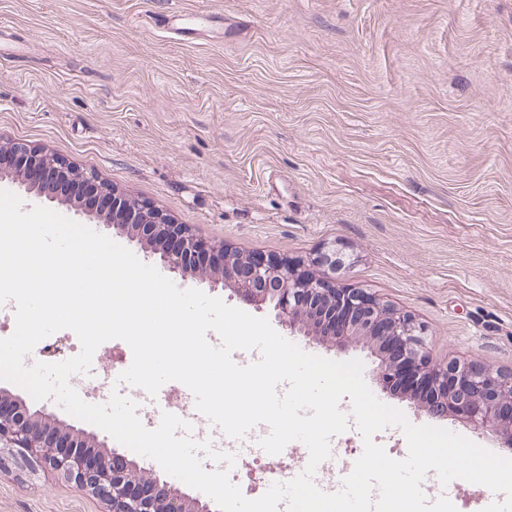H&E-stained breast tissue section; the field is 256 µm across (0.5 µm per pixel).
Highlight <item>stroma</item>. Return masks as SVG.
I'll list each match as a JSON object with an SVG mask.
<instances>
[{
    "instance_id": "stroma-1",
    "label": "stroma",
    "mask_w": 512,
    "mask_h": 512,
    "mask_svg": "<svg viewBox=\"0 0 512 512\" xmlns=\"http://www.w3.org/2000/svg\"><path fill=\"white\" fill-rule=\"evenodd\" d=\"M209 10L206 44L164 15ZM0 145L24 140L203 240L305 259L427 328L432 363L512 373V0H0ZM381 402L512 458L503 436ZM0 459V512H108Z\"/></svg>"
}]
</instances>
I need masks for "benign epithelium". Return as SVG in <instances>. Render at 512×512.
<instances>
[{
    "label": "benign epithelium",
    "mask_w": 512,
    "mask_h": 512,
    "mask_svg": "<svg viewBox=\"0 0 512 512\" xmlns=\"http://www.w3.org/2000/svg\"><path fill=\"white\" fill-rule=\"evenodd\" d=\"M59 156L26 142L0 145V176L13 172L19 187L37 199L56 200L70 176ZM111 208L93 211L81 205L75 213L137 242L149 257L183 279L209 280L218 275L247 305H268L274 320L291 336L310 341L318 336L343 348L350 340L371 342L379 356V375L389 380L408 371L423 377L432 397L425 412H452L476 429L507 428L512 446V374L471 364H433L426 352L421 323L362 288L339 287L336 273L345 267L336 245L298 261L273 254H251L235 262L222 244H203L162 210L112 190ZM53 414L33 411L0 396V449L31 470H48L105 501L112 512H186L182 493L171 482L148 478L144 468L117 448L89 446L96 437L82 429H51Z\"/></svg>",
    "instance_id": "7a95c632"
}]
</instances>
